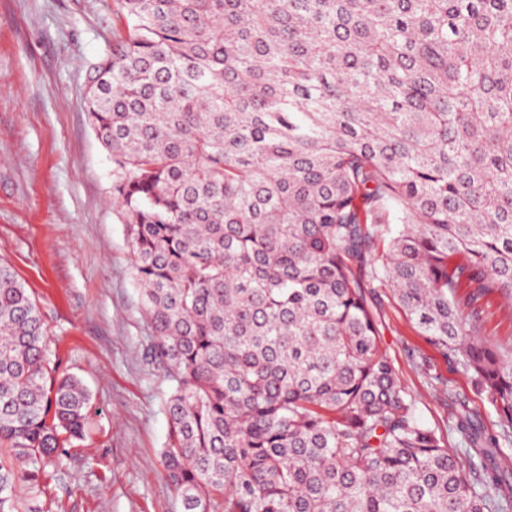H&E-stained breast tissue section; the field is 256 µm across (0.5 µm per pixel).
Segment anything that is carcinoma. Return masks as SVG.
<instances>
[{
	"instance_id": "carcinoma-1",
	"label": "carcinoma",
	"mask_w": 512,
	"mask_h": 512,
	"mask_svg": "<svg viewBox=\"0 0 512 512\" xmlns=\"http://www.w3.org/2000/svg\"><path fill=\"white\" fill-rule=\"evenodd\" d=\"M84 110L182 512H512V355L464 314L512 294V0H113ZM378 288L495 418L421 419ZM90 401L0 262V512Z\"/></svg>"
}]
</instances>
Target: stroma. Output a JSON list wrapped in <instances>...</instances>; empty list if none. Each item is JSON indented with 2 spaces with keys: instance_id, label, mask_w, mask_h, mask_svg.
<instances>
[{
  "instance_id": "stroma-1",
  "label": "stroma",
  "mask_w": 512,
  "mask_h": 512,
  "mask_svg": "<svg viewBox=\"0 0 512 512\" xmlns=\"http://www.w3.org/2000/svg\"><path fill=\"white\" fill-rule=\"evenodd\" d=\"M113 0H0V261L36 300L61 370L92 392L91 425L43 499V512H180L164 478L167 386L141 358L145 324L112 160L82 108L88 66L112 40ZM382 349L417 400L445 426L448 398L479 410L469 375L420 336L380 290ZM480 335L512 349V299H480ZM429 369L421 371L410 354ZM448 382L434 393L428 373Z\"/></svg>"
}]
</instances>
